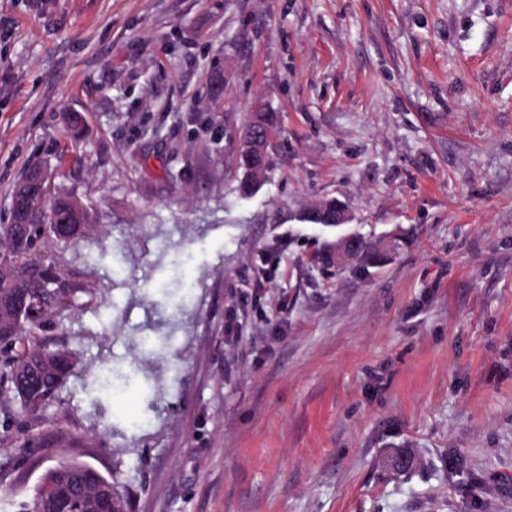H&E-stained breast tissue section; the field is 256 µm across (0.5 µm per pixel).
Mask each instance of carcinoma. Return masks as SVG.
Masks as SVG:
<instances>
[{"label": "carcinoma", "mask_w": 512, "mask_h": 512, "mask_svg": "<svg viewBox=\"0 0 512 512\" xmlns=\"http://www.w3.org/2000/svg\"><path fill=\"white\" fill-rule=\"evenodd\" d=\"M278 125V113L259 111L240 132L238 164L245 171L240 184L245 195L267 173L270 137ZM22 188L21 183L16 186L8 220L0 224V394L9 395L24 413L37 415L57 398L81 363L79 349H49L39 330L49 317L82 308L86 292L67 283L55 263L40 256L42 244L86 237L89 215L71 193L24 200ZM22 204L28 211L26 224L18 223ZM345 210L342 202L332 199L310 208L303 219L334 226ZM61 481L72 487L64 512H126L114 480L76 460H60L49 468L38 491L20 502L17 512H50L53 490Z\"/></svg>", "instance_id": "cac0c4a2"}]
</instances>
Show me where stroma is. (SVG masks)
Here are the masks:
<instances>
[{
  "mask_svg": "<svg viewBox=\"0 0 512 512\" xmlns=\"http://www.w3.org/2000/svg\"><path fill=\"white\" fill-rule=\"evenodd\" d=\"M36 165L106 306L43 329L85 371L42 414L0 397V512L62 459L127 512H512V0H0V223ZM347 231L387 261L322 269ZM279 115L277 112H256L254 118L245 125L240 137L243 141V149L238 155V164L245 171L240 189L245 195L251 194L257 183L265 177L268 170V158L270 137L278 128ZM262 140L259 144H253V140ZM346 211V206L335 199L323 201L310 208L303 219L313 224H326L336 226V217L341 212Z\"/></svg>",
  "mask_w": 512,
  "mask_h": 512,
  "instance_id": "35a3bbf8",
  "label": "stroma"
}]
</instances>
